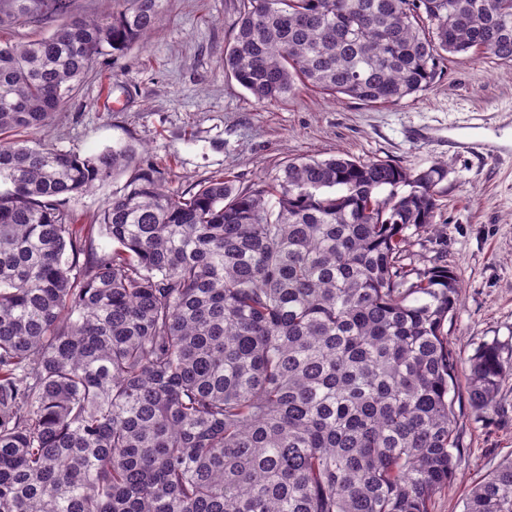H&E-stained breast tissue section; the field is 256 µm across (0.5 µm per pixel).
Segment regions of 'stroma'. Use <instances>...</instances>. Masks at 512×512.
Wrapping results in <instances>:
<instances>
[{
  "label": "stroma",
  "instance_id": "obj_1",
  "mask_svg": "<svg viewBox=\"0 0 512 512\" xmlns=\"http://www.w3.org/2000/svg\"><path fill=\"white\" fill-rule=\"evenodd\" d=\"M166 15L146 46L96 58L44 139L83 156L134 143L181 190L225 172L248 185L300 156L387 160L416 170L443 163L437 231L412 236L409 256L418 268L449 265L457 274L459 303L444 330L461 360L458 383L486 343L498 344L512 366V153L489 158L453 145L477 119L481 134L512 137V62L446 56L427 91L395 105L305 90L263 107L224 72L238 0H168ZM125 181L121 175L72 197L65 209L78 223H97ZM496 400L488 418L457 400L456 476L433 497L431 512H463L469 491L512 458V377Z\"/></svg>",
  "mask_w": 512,
  "mask_h": 512
}]
</instances>
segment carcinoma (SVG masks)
<instances>
[{
    "label": "carcinoma",
    "mask_w": 512,
    "mask_h": 512,
    "mask_svg": "<svg viewBox=\"0 0 512 512\" xmlns=\"http://www.w3.org/2000/svg\"><path fill=\"white\" fill-rule=\"evenodd\" d=\"M119 2L0 44V512H430L458 450V280L408 262L405 231L436 230L447 168L296 157L192 192L132 144L30 139L161 28L166 0ZM69 9L0 0V25ZM470 51L512 62V0H239L224 73L259 105L397 104ZM124 173L99 255L63 206ZM511 374L476 350L479 416ZM464 512H512V459Z\"/></svg>",
    "instance_id": "carcinoma-1"
}]
</instances>
